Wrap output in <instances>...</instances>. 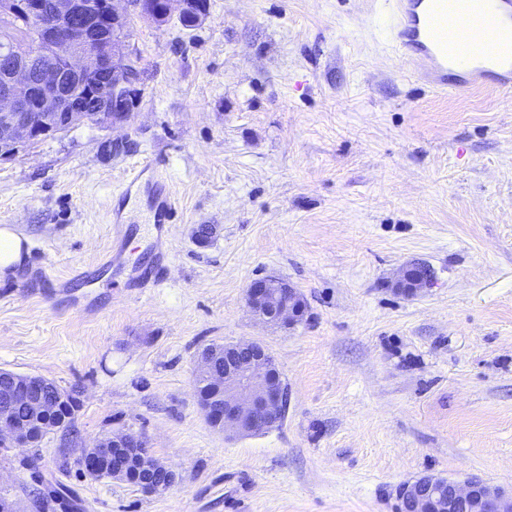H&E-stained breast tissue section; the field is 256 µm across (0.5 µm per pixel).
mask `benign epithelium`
<instances>
[{
  "mask_svg": "<svg viewBox=\"0 0 512 512\" xmlns=\"http://www.w3.org/2000/svg\"><path fill=\"white\" fill-rule=\"evenodd\" d=\"M200 0H0V160L83 126L112 129L128 124L141 89L140 58L129 44L136 20L158 26L177 16L192 27L207 11ZM432 273L420 262L407 264L395 290L414 296ZM250 311L262 322L290 327L305 315V303L288 282L265 277L246 291ZM13 391L0 406V447L36 448L40 438L16 418V409L41 414L48 405L66 406L72 393L47 388L41 376L0 369ZM206 377L213 392L196 393L207 423L242 436L277 426L288 389L274 357L260 343L216 344L199 354L195 378ZM112 478L132 482L125 454L151 456L139 436L112 433ZM396 512H512V486L471 476L460 482L422 476L395 490Z\"/></svg>",
  "mask_w": 512,
  "mask_h": 512,
  "instance_id": "benign-epithelium-1",
  "label": "benign epithelium"
}]
</instances>
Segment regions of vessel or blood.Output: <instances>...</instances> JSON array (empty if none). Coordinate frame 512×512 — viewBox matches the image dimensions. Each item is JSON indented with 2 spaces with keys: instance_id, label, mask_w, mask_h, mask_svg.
I'll return each mask as SVG.
<instances>
[{
  "instance_id": "obj_1",
  "label": "vessel or blood",
  "mask_w": 512,
  "mask_h": 512,
  "mask_svg": "<svg viewBox=\"0 0 512 512\" xmlns=\"http://www.w3.org/2000/svg\"><path fill=\"white\" fill-rule=\"evenodd\" d=\"M390 38L439 91L512 93V0H386Z\"/></svg>"
}]
</instances>
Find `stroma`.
<instances>
[{"mask_svg":"<svg viewBox=\"0 0 512 512\" xmlns=\"http://www.w3.org/2000/svg\"><path fill=\"white\" fill-rule=\"evenodd\" d=\"M386 25L371 0L138 21L132 121L0 161V225L31 244L0 279V368L76 398V437L36 450L75 512H393L425 475L512 485V99L422 84ZM156 187L176 211L161 245ZM412 261L433 282L407 297L391 284ZM267 276L297 288L303 321L255 319L246 289ZM238 341L269 349L288 413L228 438L194 368ZM115 431L143 437L172 486L57 472ZM23 456L0 447V495L37 512Z\"/></svg>","mask_w":512,"mask_h":512,"instance_id":"1","label":"stroma"}]
</instances>
